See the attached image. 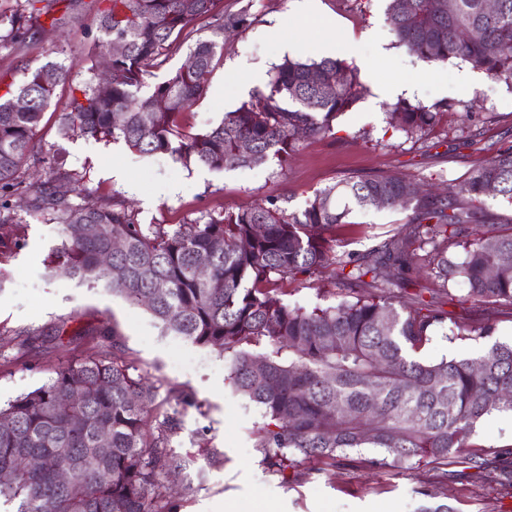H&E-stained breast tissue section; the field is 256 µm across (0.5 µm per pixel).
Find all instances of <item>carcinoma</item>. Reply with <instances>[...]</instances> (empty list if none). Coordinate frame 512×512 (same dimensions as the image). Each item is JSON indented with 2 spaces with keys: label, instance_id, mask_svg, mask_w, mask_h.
I'll list each match as a JSON object with an SVG mask.
<instances>
[{
  "label": "carcinoma",
  "instance_id": "obj_1",
  "mask_svg": "<svg viewBox=\"0 0 512 512\" xmlns=\"http://www.w3.org/2000/svg\"><path fill=\"white\" fill-rule=\"evenodd\" d=\"M101 37L94 48L121 39L112 56L108 90L89 67V82L71 90L59 134L122 140L144 154L169 153L189 167L253 168L294 153L302 136L333 133L336 118L362 96L357 68L340 58L286 59L267 89L240 103L216 126L184 130L182 117L201 98L224 54V36L242 28L250 6L221 0H97ZM389 0L386 20L397 43L428 66L459 59L512 86V0L488 16L483 0ZM73 0H14L0 14V46L30 30L57 27ZM63 16L58 17L56 13ZM201 16L211 35L177 69L143 94L145 78L161 68L172 44ZM65 65L29 69L17 84L0 76V192L24 187L40 161L32 141ZM20 97L24 111L14 109ZM164 100L166 107L156 102ZM448 104L399 103L395 126L412 138ZM512 204V149L499 151L448 195L402 196L392 174L350 176L316 192L304 208L277 200L209 214L173 230L137 224L120 204H73L41 184L30 212L60 225L57 263L80 284L104 282L143 307L166 332L230 354L233 390L259 406L265 422L257 447L280 475L298 461H335L337 453L378 448L375 466L438 463L467 454L476 424L494 412L512 413V346L493 343L479 358L418 357L436 327L452 320L449 285H465L464 300L479 317L465 338L492 336L498 307L512 305V233L479 230L487 189ZM411 212L403 228L360 258L338 250L336 230L356 209ZM97 232L88 236L83 226ZM123 242L119 251L114 241ZM463 249V257L451 249ZM328 274L353 295L335 307L292 308L276 282ZM429 283L409 292L410 275ZM430 293L424 299L423 292ZM262 351L257 352L255 348ZM80 390L84 402L62 407ZM154 390L130 366L93 353L61 368L44 385L0 405V482L4 512H174L164 480L186 461L171 449L178 411L155 423ZM109 450L98 446L102 433ZM29 457H50L70 474L62 485L29 469ZM417 512H456L438 494L420 490Z\"/></svg>",
  "mask_w": 512,
  "mask_h": 512
}]
</instances>
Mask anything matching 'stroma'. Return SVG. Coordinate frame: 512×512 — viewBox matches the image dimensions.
Wrapping results in <instances>:
<instances>
[{"mask_svg": "<svg viewBox=\"0 0 512 512\" xmlns=\"http://www.w3.org/2000/svg\"><path fill=\"white\" fill-rule=\"evenodd\" d=\"M386 0H253L250 24L231 32L224 57L210 76L203 97L184 116L186 131L219 124L225 113L249 99L244 72L271 81L284 58L321 59L316 44L331 42L337 57L355 62L364 94L339 116L330 136L301 141L286 164L216 171L184 166L168 153L141 155L121 141H95L57 133L73 87L89 81L86 55L100 35L96 7L79 0L69 25L46 29L0 49V74L21 81L26 70L50 61L67 67L43 115L35 142L48 158L34 178L69 194L73 203L118 200L139 224L173 229L221 210L246 208L268 198L303 207L316 191L353 174H394L422 189L445 191L496 152L512 148V87L491 81L459 60L429 69L396 43L386 22ZM279 25L283 41L271 40ZM210 20L197 18L170 47L162 81L186 60L197 41L210 36ZM394 91L376 92L377 82ZM451 103L435 124L410 138L392 127L390 112L399 102ZM73 173L87 190L73 194L58 182L57 170ZM8 201L22 217L0 224V261L8 276L0 283V404L29 392L62 367L104 350L129 364L157 392V416L179 411L181 427L171 439L188 461L167 478L176 512H221L225 502L250 500L256 512H415L414 491L440 494L456 512H512V415L495 413L478 423L470 439L474 456L496 460L491 478L469 474L465 458L441 464L370 466L371 448L337 457L335 464H306L282 479L257 448L253 429L261 409L235 395L227 379L228 355L164 332L153 317L104 285L88 287L53 268L61 242L58 224L26 213V196ZM401 210L354 211L337 231L344 250L361 255L407 224ZM284 303L312 310L346 299V290L322 276L278 284ZM485 343L461 339L452 324L438 327L420 356L475 358Z\"/></svg>", "mask_w": 512, "mask_h": 512, "instance_id": "35a3bbf8", "label": "stroma"}]
</instances>
